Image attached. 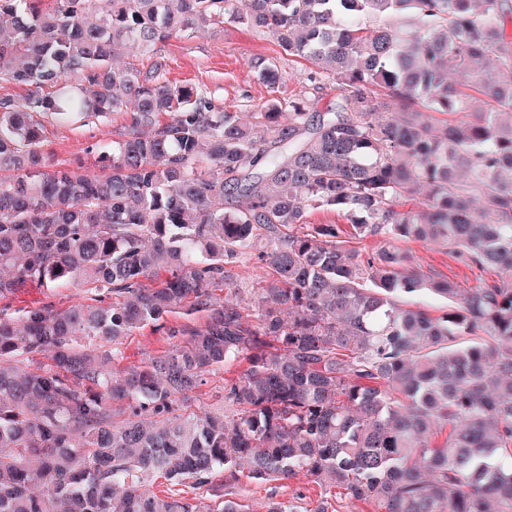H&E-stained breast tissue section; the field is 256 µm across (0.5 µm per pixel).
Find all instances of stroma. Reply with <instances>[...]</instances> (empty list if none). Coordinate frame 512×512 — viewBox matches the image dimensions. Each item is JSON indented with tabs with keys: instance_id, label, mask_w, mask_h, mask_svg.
<instances>
[{
	"instance_id": "obj_1",
	"label": "stroma",
	"mask_w": 512,
	"mask_h": 512,
	"mask_svg": "<svg viewBox=\"0 0 512 512\" xmlns=\"http://www.w3.org/2000/svg\"><path fill=\"white\" fill-rule=\"evenodd\" d=\"M169 64V79L177 84H192L224 104L240 112H249L264 104L270 91L258 80L249 62L266 56L277 58L287 80V93L301 95L305 92L302 81L303 66L289 61L280 47L270 38L255 30L228 24L214 30L195 31L186 36L171 39L162 48ZM126 123L124 113L117 112L99 124L51 125L43 150L52 162L72 168L84 167L87 171L103 174L105 162L95 161L87 152L88 146L98 140L112 139L116 131ZM397 249L408 253L415 266L458 282L468 288L479 280L493 279L494 271L477 272L457 263L449 254L447 245L421 241H399ZM85 288L78 283H65L54 288L26 285L12 299L9 308L17 310L27 306L47 305L63 309L72 303L83 301ZM302 492L303 506H313L320 496L318 486L302 479L270 483L241 482L233 489L234 497L259 508L267 498L291 500L295 492Z\"/></svg>"
}]
</instances>
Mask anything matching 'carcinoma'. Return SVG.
<instances>
[{"mask_svg":"<svg viewBox=\"0 0 512 512\" xmlns=\"http://www.w3.org/2000/svg\"><path fill=\"white\" fill-rule=\"evenodd\" d=\"M226 23L306 61L336 106L282 95L263 57L274 96L253 112L173 83L160 44ZM127 43L150 63L113 66ZM511 75L512 0H0V82L24 90L0 97V299L93 293L0 313V512H250L208 503L220 475L301 476L374 512H512ZM119 111L91 147L111 172L47 162L44 119ZM398 240L497 278L462 288ZM247 254L273 276L247 306L217 298ZM419 293L446 311L398 303ZM181 309L205 321H168ZM145 327L168 348L120 366ZM235 364L229 410L182 412ZM85 286L76 282L64 283L55 288H39L27 284L20 288L12 299L8 313L27 306H53L54 309H64L72 303L81 302L86 297Z\"/></svg>","mask_w":512,"mask_h":512,"instance_id":"cac0c4a2","label":"carcinoma"}]
</instances>
